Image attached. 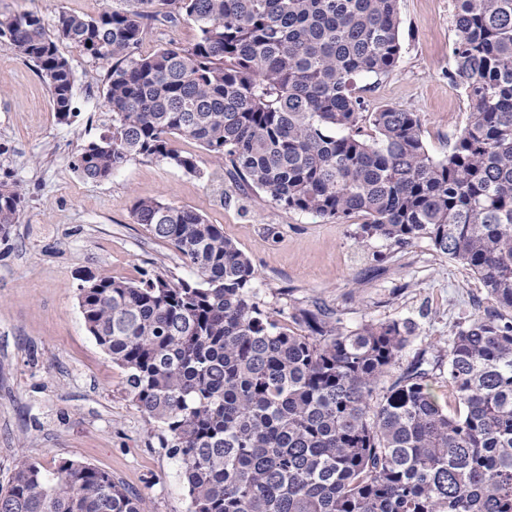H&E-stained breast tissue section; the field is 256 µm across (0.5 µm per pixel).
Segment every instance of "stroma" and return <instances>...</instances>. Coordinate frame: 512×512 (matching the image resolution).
<instances>
[{
    "label": "stroma",
    "mask_w": 512,
    "mask_h": 512,
    "mask_svg": "<svg viewBox=\"0 0 512 512\" xmlns=\"http://www.w3.org/2000/svg\"><path fill=\"white\" fill-rule=\"evenodd\" d=\"M112 0H0V20L34 11L95 16ZM401 60L381 79L365 78L370 108L417 113L434 156L447 154L466 124L462 91L448 81L454 0H399ZM60 50L75 73L71 124L59 123L35 64L0 45V178L20 181L26 203L10 238L0 239V489L19 458L50 465L63 456L121 478L145 512H186L182 463L152 444L148 419L126 398L123 371L87 332L78 285L87 273L117 280L156 268L189 279L192 269L132 216L156 198L193 208L224 230L258 272L257 297L269 310L316 300L343 326L409 319L415 338L403 362L447 344L459 326L494 301L472 271L425 241L408 247L355 237L362 219L289 211L240 177L214 180L213 159L191 140L204 177L150 159L132 160L111 180L81 178L72 163L98 137L111 109L102 92L107 66L81 48Z\"/></svg>",
    "instance_id": "1"
}]
</instances>
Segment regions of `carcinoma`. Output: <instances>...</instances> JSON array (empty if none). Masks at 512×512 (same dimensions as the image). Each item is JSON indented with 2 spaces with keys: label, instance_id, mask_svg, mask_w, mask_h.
Segmentation results:
<instances>
[{
  "label": "carcinoma",
  "instance_id": "obj_1",
  "mask_svg": "<svg viewBox=\"0 0 512 512\" xmlns=\"http://www.w3.org/2000/svg\"><path fill=\"white\" fill-rule=\"evenodd\" d=\"M117 2L94 17L61 10L50 26L36 12L0 21V42L35 63L61 122L76 113L59 44L109 64L112 116L73 161L81 177L108 181L136 158L199 176L197 156L174 146L193 140L287 210L361 214V237L399 247L428 241L497 305L446 353L403 367L412 321L348 330L316 301L270 312L222 228L137 200L135 222L195 278L91 274L79 307L159 447L184 465L188 512H512V0H458L448 80L470 112L441 159L416 113L368 112L359 95L357 79L399 63V0ZM160 16L197 38L141 52ZM23 206L20 182L0 180L1 237ZM0 512L144 507L112 473L59 457L19 460Z\"/></svg>",
  "mask_w": 512,
  "mask_h": 512
}]
</instances>
